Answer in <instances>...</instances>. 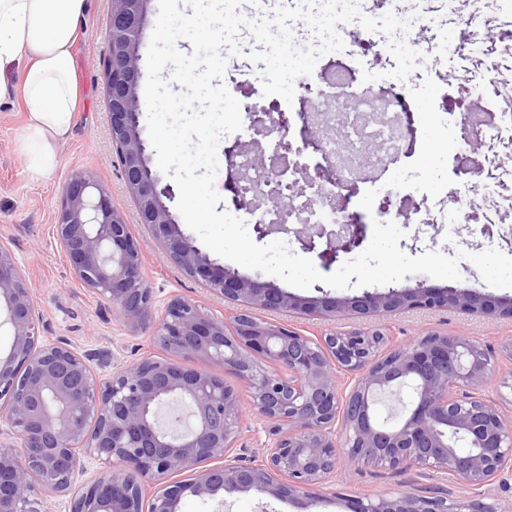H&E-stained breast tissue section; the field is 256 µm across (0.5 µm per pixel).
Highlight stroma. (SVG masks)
Wrapping results in <instances>:
<instances>
[{
    "mask_svg": "<svg viewBox=\"0 0 512 512\" xmlns=\"http://www.w3.org/2000/svg\"><path fill=\"white\" fill-rule=\"evenodd\" d=\"M110 0H85L79 20V39L75 66L80 83L76 122L57 149L58 165L46 178H36L28 170L25 143L27 108L18 98L0 100V245L14 255L26 280L31 283L36 307L43 317V336L52 344H67L88 355L90 366L100 376H109L113 365L135 361L147 355H160L150 331L132 330L112 315V306L92 289L78 282L66 259L55 227V211L67 179L76 173H93L110 192L113 203L125 214L136 237L145 277L153 291L157 307H164L173 297L196 302L204 311L218 316L235 312L233 303L213 295L196 278L188 275L170 259L158 238L139 222L134 199L121 178V166L112 142L104 89V62L109 44L108 16ZM475 37L487 49L488 63L497 67L495 89L502 98L512 99V49L495 39V29L488 24L473 28ZM473 63L464 56H439L429 62L427 72H412L408 81L416 85L413 98L420 110L415 114L419 148L409 159L406 174L423 184L430 211H437L445 195L447 169L453 168L451 155L434 150L443 134L433 120L432 106L442 97L453 96ZM399 247L417 256L428 250L454 255L457 249L477 253L495 246L512 256V238L487 242L473 235L471 226L449 233L444 224H403ZM277 321L291 325L307 336L354 329L381 330L389 345L411 341L430 332L474 337L492 351H499L503 340L512 336V321L481 317L461 310L402 311L362 319L321 320L294 313H280ZM447 486L444 474L431 473L421 479L415 473L393 474L374 465L350 469L346 480L328 483L323 500L314 512H346L345 498L376 497L399 489L416 491L423 484ZM182 512H297L288 501L261 495L234 494L223 501H203L186 497Z\"/></svg>",
    "mask_w": 512,
    "mask_h": 512,
    "instance_id": "obj_1",
    "label": "stroma"
}]
</instances>
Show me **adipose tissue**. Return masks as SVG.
Returning <instances> with one entry per match:
<instances>
[{
  "label": "adipose tissue",
  "mask_w": 512,
  "mask_h": 512,
  "mask_svg": "<svg viewBox=\"0 0 512 512\" xmlns=\"http://www.w3.org/2000/svg\"><path fill=\"white\" fill-rule=\"evenodd\" d=\"M85 0H0V76L17 68L14 84L0 79V99L20 97L27 107L28 165L38 178L58 162L79 97L73 48Z\"/></svg>",
  "instance_id": "1"
}]
</instances>
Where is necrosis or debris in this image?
<instances>
[{"label": "necrosis or debris", "mask_w": 512, "mask_h": 512, "mask_svg": "<svg viewBox=\"0 0 512 512\" xmlns=\"http://www.w3.org/2000/svg\"><path fill=\"white\" fill-rule=\"evenodd\" d=\"M338 31L344 50L323 55L311 75L297 79L301 93L293 102L265 99L262 81L257 77L246 85L253 90L248 98L242 95L246 87L242 83L227 85L239 100L242 128L248 133L253 130L255 115L269 107L301 116L308 114V102L318 100L334 104L344 114V128H328L322 137L323 175L307 185L304 193L289 195L287 208L263 210L253 206L236 210V217L246 223L338 226L397 223L404 217L413 224L431 221L426 206L413 204L412 194L397 189L407 159L417 151L418 140L413 134L415 115L408 87L402 81L379 75V59L389 53L387 43L374 41L372 32L356 22L341 24ZM367 71L376 73V81L363 82ZM488 85L485 71H476L458 86L453 106L437 109L434 120L444 131V147L488 139L512 141V102L489 96ZM474 101L483 102L485 119L476 120L469 113L468 106ZM371 168L379 171L373 190L376 204L363 210L343 202L341 195L349 180Z\"/></svg>", "instance_id": "4bbe7bcc"}]
</instances>
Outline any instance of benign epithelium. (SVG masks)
Here are the masks:
<instances>
[{
  "label": "benign epithelium",
  "instance_id": "7a95c632",
  "mask_svg": "<svg viewBox=\"0 0 512 512\" xmlns=\"http://www.w3.org/2000/svg\"><path fill=\"white\" fill-rule=\"evenodd\" d=\"M149 2L111 0L104 83L122 178L140 223L152 226L166 253L238 308L218 317L177 296L156 312L123 213L93 175H73L55 220L75 277L111 303L125 326L150 331L167 356L120 364L101 378L86 357L44 342L33 288L0 246V328L12 336L0 352V398L6 400L0 423L13 435L12 442H0V512H45L34 496L37 481L70 496V512H181L188 496L250 492L310 512L324 485L363 464L437 471L451 488L350 499L349 512H499L488 494L512 474V414L504 410V396L480 393L492 374L493 351L470 337L431 333L383 354L379 330L312 339L257 311L336 318L458 308L512 319V299L424 284L301 298L202 253L167 205L173 190L152 173L142 137L140 47ZM261 124L269 133L288 130L282 113H264ZM367 230L345 224L329 233L319 225L296 233V241L327 264L362 247ZM185 358L224 366L246 383L245 392ZM344 372L356 379L348 393ZM395 387L411 391L406 414L395 425L381 424L373 407ZM247 411L276 438L258 462L243 464L229 452ZM338 421L348 432L342 450L336 448ZM84 456L98 463L88 478ZM204 461L214 465L195 469ZM187 469L194 471L190 481L165 483ZM455 488L472 494L455 497Z\"/></svg>",
  "mask_w": 512,
  "mask_h": 512
}]
</instances>
